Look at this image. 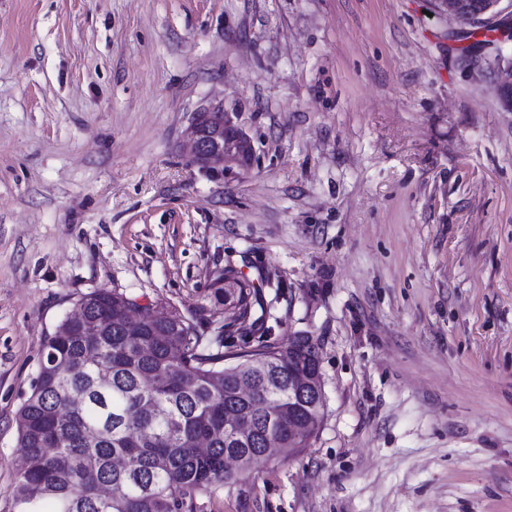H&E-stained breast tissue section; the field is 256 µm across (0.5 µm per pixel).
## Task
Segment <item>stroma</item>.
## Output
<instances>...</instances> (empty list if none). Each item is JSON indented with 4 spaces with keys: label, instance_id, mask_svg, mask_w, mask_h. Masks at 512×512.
<instances>
[{
    "label": "stroma",
    "instance_id": "obj_1",
    "mask_svg": "<svg viewBox=\"0 0 512 512\" xmlns=\"http://www.w3.org/2000/svg\"><path fill=\"white\" fill-rule=\"evenodd\" d=\"M432 0H0V512L42 344L96 288L319 344L307 447L194 512H512V112ZM253 147L212 175L199 109ZM271 332L226 334L225 267Z\"/></svg>",
    "mask_w": 512,
    "mask_h": 512
}]
</instances>
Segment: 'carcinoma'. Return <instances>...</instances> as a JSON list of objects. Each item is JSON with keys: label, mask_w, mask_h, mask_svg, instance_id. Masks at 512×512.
Instances as JSON below:
<instances>
[{"label": "carcinoma", "mask_w": 512, "mask_h": 512, "mask_svg": "<svg viewBox=\"0 0 512 512\" xmlns=\"http://www.w3.org/2000/svg\"><path fill=\"white\" fill-rule=\"evenodd\" d=\"M224 282L236 293L226 326L246 333L264 319L261 295L232 267ZM80 302L82 322L65 317L45 339L16 416L21 512H193L196 496L320 427L325 404L288 403L289 379L321 376L313 338L226 352L176 310L105 288Z\"/></svg>", "instance_id": "cac0c4a2"}]
</instances>
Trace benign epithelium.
Segmentation results:
<instances>
[{"label":"benign epithelium","mask_w":512,"mask_h":512,"mask_svg":"<svg viewBox=\"0 0 512 512\" xmlns=\"http://www.w3.org/2000/svg\"><path fill=\"white\" fill-rule=\"evenodd\" d=\"M438 13L454 24L450 37L462 35L476 25H491L497 29L496 41L487 44L470 55L461 57V63L469 68L477 81H483L488 75H494V89L501 107L512 112V58H507L502 46L512 43V0H434ZM193 154L203 167L226 161H240L241 147H250L247 140L238 132L226 143L213 148L201 139L197 125L191 126Z\"/></svg>","instance_id":"benign-epithelium-1"}]
</instances>
